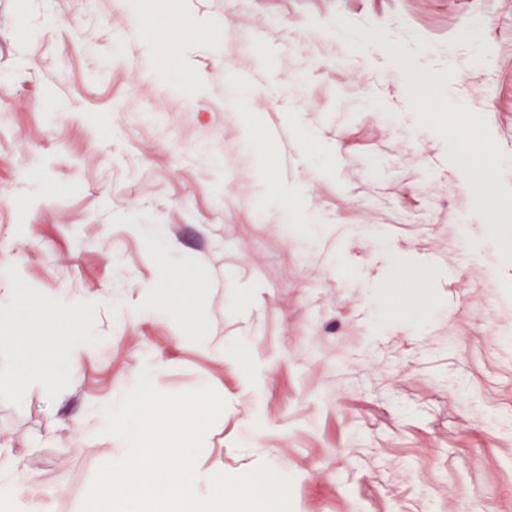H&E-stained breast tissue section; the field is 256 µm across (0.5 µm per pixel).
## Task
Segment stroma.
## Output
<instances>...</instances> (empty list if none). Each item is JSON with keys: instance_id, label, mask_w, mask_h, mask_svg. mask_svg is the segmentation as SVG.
Segmentation results:
<instances>
[{"instance_id": "1", "label": "stroma", "mask_w": 512, "mask_h": 512, "mask_svg": "<svg viewBox=\"0 0 512 512\" xmlns=\"http://www.w3.org/2000/svg\"><path fill=\"white\" fill-rule=\"evenodd\" d=\"M135 8L0 0V270L138 303L156 268L109 218L149 212L175 259L208 268L210 334L246 345L253 382L169 316L137 315L80 351L55 401L34 386L0 402V446L52 512H80L110 457L75 441L76 421L151 357L161 391L208 384L228 402L198 468L286 462L297 512H512V438L487 424L512 416V226L484 231L480 173L446 109L467 100L512 211V0H177L176 67L165 40L129 28ZM213 25L223 48L202 36ZM402 53L431 75L435 108L410 94ZM240 73L255 95L239 96ZM301 98L321 150L265 135ZM283 188L300 193L287 216ZM311 216L348 225L335 263L329 241L294 237Z\"/></svg>"}]
</instances>
